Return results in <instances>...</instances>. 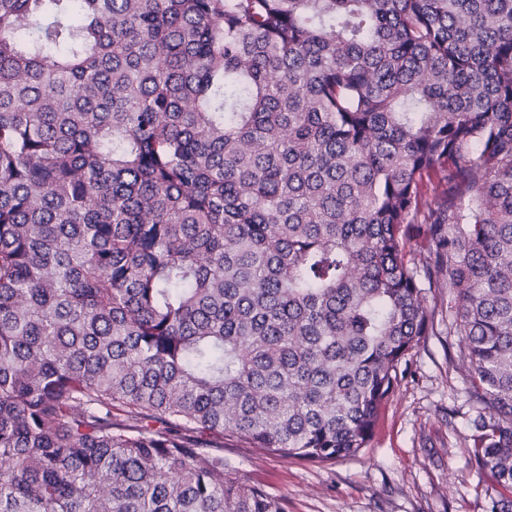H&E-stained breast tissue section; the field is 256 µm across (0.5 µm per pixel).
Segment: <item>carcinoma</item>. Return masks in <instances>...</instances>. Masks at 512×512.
Instances as JSON below:
<instances>
[{"mask_svg":"<svg viewBox=\"0 0 512 512\" xmlns=\"http://www.w3.org/2000/svg\"><path fill=\"white\" fill-rule=\"evenodd\" d=\"M445 290L512 512V0H0V512H285Z\"/></svg>","mask_w":512,"mask_h":512,"instance_id":"cac0c4a2","label":"carcinoma"}]
</instances>
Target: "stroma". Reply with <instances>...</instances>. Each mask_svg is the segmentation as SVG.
Returning a JSON list of instances; mask_svg holds the SVG:
<instances>
[{
    "label": "stroma",
    "instance_id": "1",
    "mask_svg": "<svg viewBox=\"0 0 512 512\" xmlns=\"http://www.w3.org/2000/svg\"><path fill=\"white\" fill-rule=\"evenodd\" d=\"M434 328L410 351L368 448L329 464L224 440V460L286 512H490L489 471L472 466L477 410L448 333V296H428Z\"/></svg>",
    "mask_w": 512,
    "mask_h": 512
}]
</instances>
